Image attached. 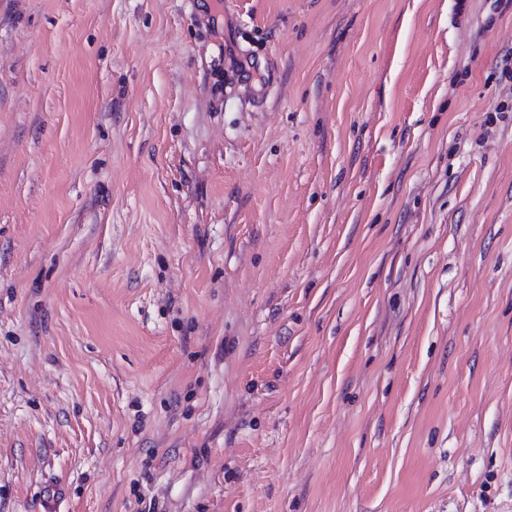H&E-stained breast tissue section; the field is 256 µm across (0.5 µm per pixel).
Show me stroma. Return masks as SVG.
<instances>
[{"label":"stroma","mask_w":512,"mask_h":512,"mask_svg":"<svg viewBox=\"0 0 512 512\" xmlns=\"http://www.w3.org/2000/svg\"><path fill=\"white\" fill-rule=\"evenodd\" d=\"M0 512H512V0H0Z\"/></svg>","instance_id":"obj_1"}]
</instances>
